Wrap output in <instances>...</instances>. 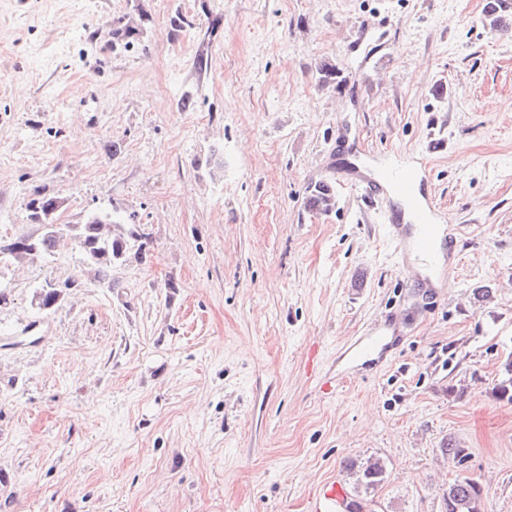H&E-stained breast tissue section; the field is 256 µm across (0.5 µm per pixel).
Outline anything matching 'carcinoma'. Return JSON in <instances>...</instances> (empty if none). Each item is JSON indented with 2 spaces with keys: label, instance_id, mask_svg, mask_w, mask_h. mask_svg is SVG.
I'll list each match as a JSON object with an SVG mask.
<instances>
[{
  "label": "carcinoma",
  "instance_id": "carcinoma-1",
  "mask_svg": "<svg viewBox=\"0 0 512 512\" xmlns=\"http://www.w3.org/2000/svg\"><path fill=\"white\" fill-rule=\"evenodd\" d=\"M63 205L64 200L59 197L34 191L26 208L31 220L43 226V234L35 240L23 239L0 246V254L13 262L22 263L37 253H54L64 238L62 229L55 226L56 215ZM305 206L312 207L316 213L329 211L334 206L331 188L326 184L314 185L309 190ZM69 231V239L83 255L85 268L94 274L100 286L112 287V266L125 261L129 240L139 236L135 225L123 224L108 213L92 214L85 223L71 225ZM74 283L76 280L68 279L59 288H39L33 293L31 304L40 311L50 310L61 304L66 296L64 289ZM503 372L505 377L495 384L492 394L498 400L512 402L511 359L504 363ZM351 471L355 476V492L359 496L374 493L384 480V465L377 458L353 465ZM445 512H484V498L469 481L456 479L448 484Z\"/></svg>",
  "mask_w": 512,
  "mask_h": 512
}]
</instances>
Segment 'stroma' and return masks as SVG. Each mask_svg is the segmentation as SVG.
Here are the masks:
<instances>
[{
  "label": "stroma",
  "instance_id": "1",
  "mask_svg": "<svg viewBox=\"0 0 512 512\" xmlns=\"http://www.w3.org/2000/svg\"><path fill=\"white\" fill-rule=\"evenodd\" d=\"M507 2L0 0V242L41 236L36 190L140 232L108 288L70 241L0 263V512H305L371 457L365 512H445L461 472L512 512ZM417 155L458 230L430 294L340 186ZM394 312L379 362L341 357ZM305 206L312 207L315 213L328 212L334 206L331 188L326 184L314 185L306 197ZM70 284H77L75 279H68L59 288H46L48 285L38 288L32 296L31 304L38 310H50L61 304L65 299L64 289H68ZM350 470L355 476V492L357 496L374 493L384 480V465L377 458H369L360 465H351Z\"/></svg>",
  "mask_w": 512,
  "mask_h": 512
}]
</instances>
